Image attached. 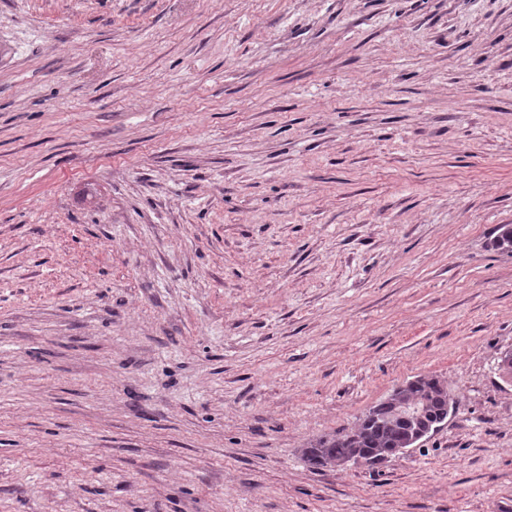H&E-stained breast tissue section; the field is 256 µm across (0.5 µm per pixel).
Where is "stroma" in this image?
I'll list each match as a JSON object with an SVG mask.
<instances>
[{"label":"stroma","instance_id":"obj_1","mask_svg":"<svg viewBox=\"0 0 512 512\" xmlns=\"http://www.w3.org/2000/svg\"><path fill=\"white\" fill-rule=\"evenodd\" d=\"M505 224L512 0H0V512H512ZM421 378V379H420ZM407 395L423 407L422 418L430 424H442L448 419V389L444 382L435 376H418L397 384L385 402L371 407L369 415L363 417L360 424L350 431L336 432L319 438L310 448H302L304 459L315 469L345 465L349 462L367 464L364 459H374L378 454L387 453L374 459L370 464H380L391 458L399 457L428 436L432 429L420 423V407L407 399L405 389L411 385ZM395 407V409H394ZM395 411L405 418L417 422V429L412 440L401 446L411 435L413 425L410 421L395 415ZM392 448V449H391ZM354 456L361 458L351 459ZM347 460V461H345ZM341 461V462H338ZM337 462V463H336Z\"/></svg>","mask_w":512,"mask_h":512}]
</instances>
